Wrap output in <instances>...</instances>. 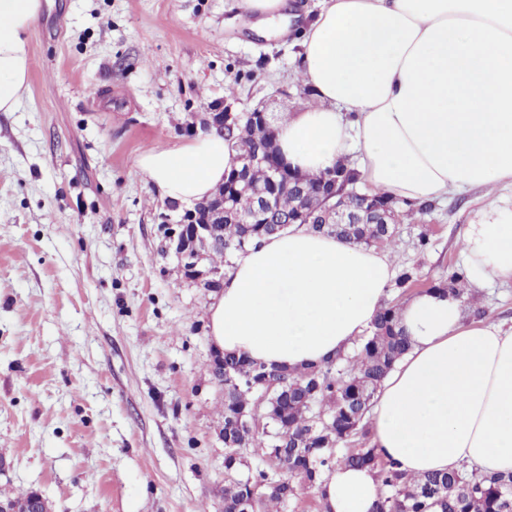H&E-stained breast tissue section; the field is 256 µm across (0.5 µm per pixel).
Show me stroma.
Returning a JSON list of instances; mask_svg holds the SVG:
<instances>
[{"label": "stroma", "instance_id": "stroma-1", "mask_svg": "<svg viewBox=\"0 0 512 512\" xmlns=\"http://www.w3.org/2000/svg\"><path fill=\"white\" fill-rule=\"evenodd\" d=\"M322 4L288 0L287 23L258 29L237 0H42L28 88L0 112V491L53 512H222L218 292L167 251L162 217L184 206L137 159L227 98L304 111L299 44ZM501 196L512 188L433 201L381 251L428 286ZM477 298L512 327V282Z\"/></svg>", "mask_w": 512, "mask_h": 512}]
</instances>
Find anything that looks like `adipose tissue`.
<instances>
[{
	"label": "adipose tissue",
	"instance_id": "ef3b65f1",
	"mask_svg": "<svg viewBox=\"0 0 512 512\" xmlns=\"http://www.w3.org/2000/svg\"><path fill=\"white\" fill-rule=\"evenodd\" d=\"M41 0H0V112L27 86L26 33ZM315 103L276 127L290 168L317 173L361 150L372 192L409 202L512 185V0H324L301 42ZM138 164L170 199L207 198L237 160L210 132L143 152ZM472 286L512 281V202L488 203L462 241ZM393 268L374 249L306 227L235 257L211 308L223 352L270 367L349 351L387 298ZM411 341L376 398L374 442L402 471L464 464L512 470V328L469 323L459 299L430 292L400 310ZM327 512H372L366 467L326 478Z\"/></svg>",
	"mask_w": 512,
	"mask_h": 512
}]
</instances>
